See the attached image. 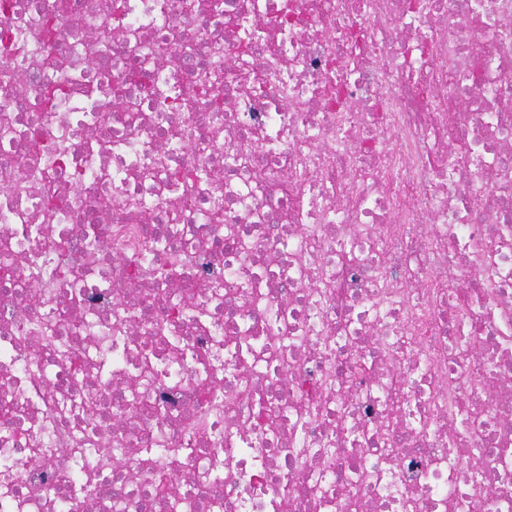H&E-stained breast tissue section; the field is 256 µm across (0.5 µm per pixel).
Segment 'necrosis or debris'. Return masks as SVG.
<instances>
[{
  "label": "necrosis or debris",
  "mask_w": 512,
  "mask_h": 512,
  "mask_svg": "<svg viewBox=\"0 0 512 512\" xmlns=\"http://www.w3.org/2000/svg\"><path fill=\"white\" fill-rule=\"evenodd\" d=\"M119 1L0 0V512H512V0Z\"/></svg>",
  "instance_id": "obj_1"
}]
</instances>
